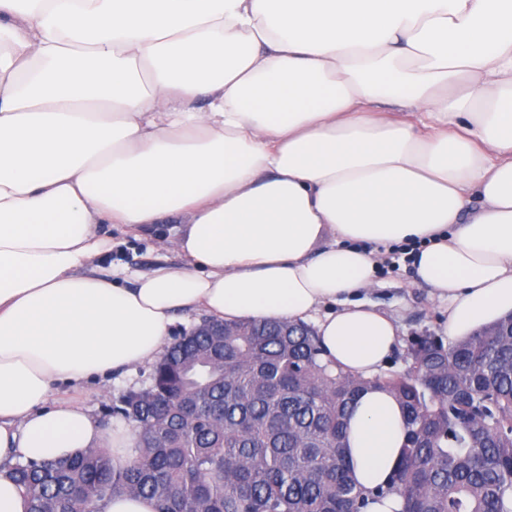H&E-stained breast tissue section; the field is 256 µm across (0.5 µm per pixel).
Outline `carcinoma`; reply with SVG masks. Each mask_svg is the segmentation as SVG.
<instances>
[{"mask_svg": "<svg viewBox=\"0 0 512 512\" xmlns=\"http://www.w3.org/2000/svg\"><path fill=\"white\" fill-rule=\"evenodd\" d=\"M411 346L405 371L365 380L323 360L303 323L204 321L112 408L137 436L126 465L96 448L11 476L29 512H95L126 493L158 512H365L345 418L372 384L406 410L400 463L376 496L398 493L400 512H512V315Z\"/></svg>", "mask_w": 512, "mask_h": 512, "instance_id": "cac0c4a2", "label": "carcinoma"}]
</instances>
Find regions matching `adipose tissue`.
<instances>
[{
    "instance_id": "adipose-tissue-1",
    "label": "adipose tissue",
    "mask_w": 512,
    "mask_h": 512,
    "mask_svg": "<svg viewBox=\"0 0 512 512\" xmlns=\"http://www.w3.org/2000/svg\"><path fill=\"white\" fill-rule=\"evenodd\" d=\"M169 220L181 266L99 272L107 226ZM400 245L450 341L512 313V0H0V512H29L5 462H125L131 426L53 389L153 362L177 314L312 318L378 375ZM346 428L399 512L402 405L368 388Z\"/></svg>"
}]
</instances>
